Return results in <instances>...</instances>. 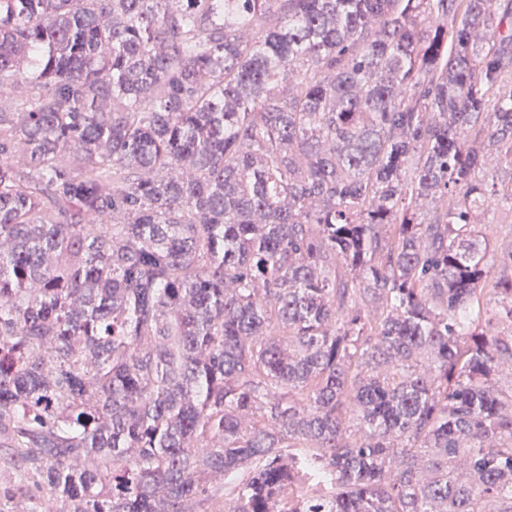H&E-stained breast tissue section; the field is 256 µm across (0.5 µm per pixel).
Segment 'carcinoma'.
<instances>
[{
    "label": "carcinoma",
    "instance_id": "carcinoma-1",
    "mask_svg": "<svg viewBox=\"0 0 512 512\" xmlns=\"http://www.w3.org/2000/svg\"><path fill=\"white\" fill-rule=\"evenodd\" d=\"M507 74L512 0H0L29 512H512ZM486 224L492 249L500 253L512 245V211L498 209L486 216Z\"/></svg>",
    "mask_w": 512,
    "mask_h": 512
}]
</instances>
